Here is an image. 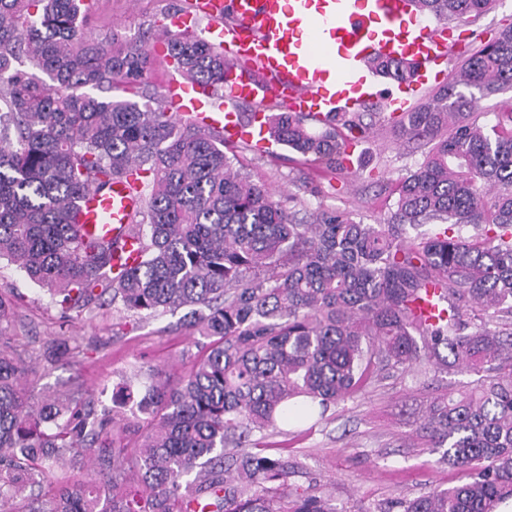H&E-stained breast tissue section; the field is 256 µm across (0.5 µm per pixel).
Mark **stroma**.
I'll return each mask as SVG.
<instances>
[{
	"mask_svg": "<svg viewBox=\"0 0 512 512\" xmlns=\"http://www.w3.org/2000/svg\"><path fill=\"white\" fill-rule=\"evenodd\" d=\"M192 3L93 0L86 33L98 41L114 33L133 38L159 20L162 9L187 13ZM510 25L512 0H496L489 11L461 27L458 45L442 65L445 75H452L472 39L493 40ZM231 148L253 180L275 189L278 199L295 196L312 208L321 204L347 210L367 224L379 222L387 205L372 174L382 173L385 182L393 183L422 158L416 144L397 141L387 128L357 144L354 170L348 174L316 167L277 143L263 152L244 141ZM0 298L11 307L9 333L33 398L91 390L102 408L125 420L131 416L130 405L112 398L118 382L132 377L146 383L154 374L175 382L196 366L197 342L178 315H136L109 302L64 314L47 291L5 260L0 262ZM476 380L475 373L465 371L432 372L424 378L391 373L331 408L324 420L280 437V444L303 464L294 484L316 486L331 496L338 512H378L400 495L420 496L462 483L460 470L435 465L434 454L415 431L430 400Z\"/></svg>",
	"mask_w": 512,
	"mask_h": 512,
	"instance_id": "1",
	"label": "stroma"
}]
</instances>
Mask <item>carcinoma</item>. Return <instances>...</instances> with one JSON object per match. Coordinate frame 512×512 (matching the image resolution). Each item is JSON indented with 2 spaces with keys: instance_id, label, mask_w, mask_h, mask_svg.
Masks as SVG:
<instances>
[{
  "instance_id": "obj_1",
  "label": "carcinoma",
  "mask_w": 512,
  "mask_h": 512,
  "mask_svg": "<svg viewBox=\"0 0 512 512\" xmlns=\"http://www.w3.org/2000/svg\"><path fill=\"white\" fill-rule=\"evenodd\" d=\"M92 0H0V259L62 312L109 296L128 311L189 309L195 371L136 401L138 446L90 391L33 405L0 299V507L9 512H336L289 479L297 457L270 441L323 419L391 371L458 369L473 387L436 397L416 430L465 481L382 512H496L512 499V29L475 49L427 102L391 112L267 116L269 135L342 172L346 149L389 127L427 151L377 224L319 205L287 211L234 165L224 135L168 112L149 89L151 32L106 46L84 36ZM456 22L494 0H414ZM167 56L221 98L228 62L198 35L165 33ZM46 74L41 79L23 69ZM399 83L406 60H374ZM134 98H114L116 88ZM130 176L140 262L112 275V241L83 238L75 203ZM472 227L474 234L462 236ZM94 477L73 476L82 460ZM98 483L112 485L101 500Z\"/></svg>"
}]
</instances>
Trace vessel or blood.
Segmentation results:
<instances>
[{
    "instance_id": "b4317fda",
    "label": "vessel or blood",
    "mask_w": 512,
    "mask_h": 512,
    "mask_svg": "<svg viewBox=\"0 0 512 512\" xmlns=\"http://www.w3.org/2000/svg\"><path fill=\"white\" fill-rule=\"evenodd\" d=\"M409 0H195L193 8L211 21L210 37L229 52L226 81L238 101L264 93L290 112L323 117L355 110L364 101L369 63L377 57L405 59L416 67L411 84L385 97L389 111L408 112L436 67L455 45L453 35L431 26H410ZM178 117L223 131L226 140L246 139L257 149L270 141L265 127L245 130L233 112L207 111L202 90L179 80L167 87ZM140 198L130 180H118L106 193H93L77 205V226L116 244L113 269L139 260L129 224Z\"/></svg>"
}]
</instances>
